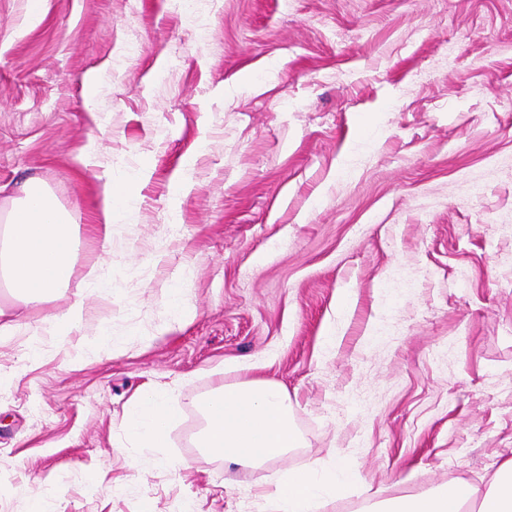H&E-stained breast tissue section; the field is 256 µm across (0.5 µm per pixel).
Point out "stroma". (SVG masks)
<instances>
[{
    "label": "stroma",
    "mask_w": 512,
    "mask_h": 512,
    "mask_svg": "<svg viewBox=\"0 0 512 512\" xmlns=\"http://www.w3.org/2000/svg\"><path fill=\"white\" fill-rule=\"evenodd\" d=\"M30 178L80 226L31 318L94 264L112 291L79 333L0 340V512H265L274 473L335 464L325 512H362L365 485L483 487L512 459V0H0V211ZM108 184L131 202L105 254ZM251 378L300 447H184ZM155 384L176 418L131 446Z\"/></svg>",
    "instance_id": "1"
}]
</instances>
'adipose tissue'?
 <instances>
[{
  "label": "adipose tissue",
  "mask_w": 512,
  "mask_h": 512,
  "mask_svg": "<svg viewBox=\"0 0 512 512\" xmlns=\"http://www.w3.org/2000/svg\"><path fill=\"white\" fill-rule=\"evenodd\" d=\"M78 227L54 203L38 181L20 185L5 224L0 225V287L12 290L27 306H37L66 287L74 272ZM84 314V296L75 294L68 307L28 321L0 307V336L24 329L68 335ZM166 389L156 385L133 401L127 431L141 445L157 443L174 418L165 404ZM299 444L287 391L265 379H250L216 389L205 405L200 447L225 464L259 466L287 455ZM349 472L313 468L278 480L269 503L272 512H320L328 498L344 492ZM366 512H460L479 501V512H512V460L501 464L485 493L465 482H449L418 496L392 497L381 486L367 490Z\"/></svg>",
  "instance_id": "1"
}]
</instances>
